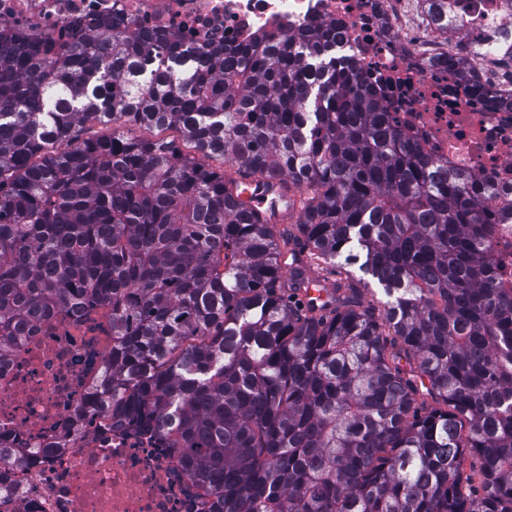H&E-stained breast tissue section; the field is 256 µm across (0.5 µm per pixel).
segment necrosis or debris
Listing matches in <instances>:
<instances>
[{
	"instance_id": "obj_1",
	"label": "necrosis or debris",
	"mask_w": 512,
	"mask_h": 512,
	"mask_svg": "<svg viewBox=\"0 0 512 512\" xmlns=\"http://www.w3.org/2000/svg\"><path fill=\"white\" fill-rule=\"evenodd\" d=\"M95 19L213 47L329 29L323 56L357 63L392 126L490 187L488 209L512 203V74L475 47L480 77L499 96L492 107L448 60L478 28L512 30V0H459L444 34L417 0H0V24L28 39H64L76 22ZM111 346L109 309L62 312L0 369V429L32 451L14 471L22 512H200L175 453L88 412Z\"/></svg>"
}]
</instances>
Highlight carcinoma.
I'll return each mask as SVG.
<instances>
[{
    "label": "carcinoma",
    "instance_id": "1",
    "mask_svg": "<svg viewBox=\"0 0 512 512\" xmlns=\"http://www.w3.org/2000/svg\"><path fill=\"white\" fill-rule=\"evenodd\" d=\"M455 2L425 0L445 26ZM327 34L209 50L0 28V365L57 313L105 306L89 411L151 430L208 512H512V299L491 255L512 208L485 211L472 176L390 126L356 67L309 62ZM485 42L512 69L509 37ZM183 50L200 65L171 70ZM275 181L300 194L284 228L244 197ZM29 453L0 443V512Z\"/></svg>",
    "mask_w": 512,
    "mask_h": 512
}]
</instances>
